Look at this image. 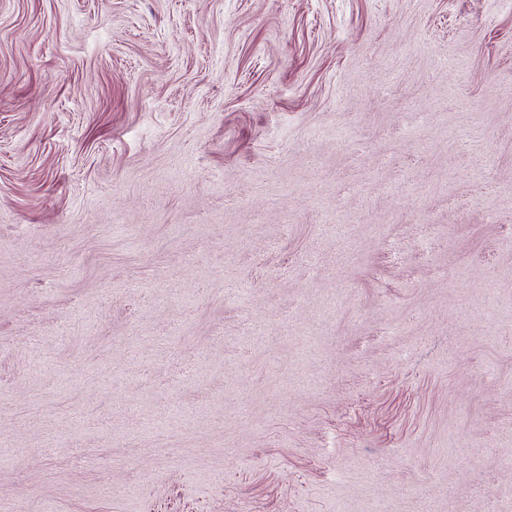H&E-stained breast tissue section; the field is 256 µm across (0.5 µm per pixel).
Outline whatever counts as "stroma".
I'll return each mask as SVG.
<instances>
[{
	"instance_id": "stroma-1",
	"label": "stroma",
	"mask_w": 512,
	"mask_h": 512,
	"mask_svg": "<svg viewBox=\"0 0 512 512\" xmlns=\"http://www.w3.org/2000/svg\"><path fill=\"white\" fill-rule=\"evenodd\" d=\"M512 0H0V512H503Z\"/></svg>"
}]
</instances>
